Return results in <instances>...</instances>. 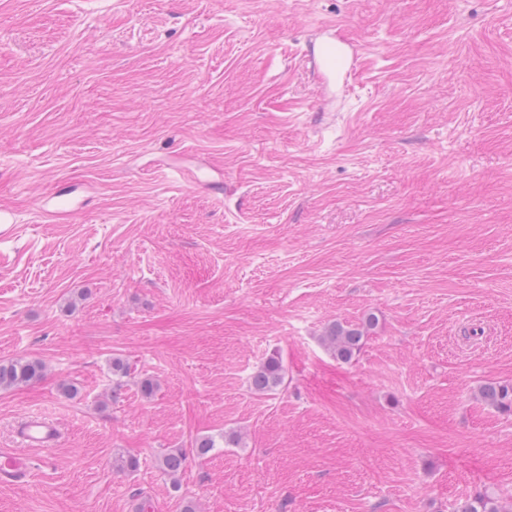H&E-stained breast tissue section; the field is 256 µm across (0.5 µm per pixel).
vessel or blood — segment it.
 Instances as JSON below:
<instances>
[{
	"instance_id": "vessel-or-blood-1",
	"label": "vessel or blood",
	"mask_w": 512,
	"mask_h": 512,
	"mask_svg": "<svg viewBox=\"0 0 512 512\" xmlns=\"http://www.w3.org/2000/svg\"><path fill=\"white\" fill-rule=\"evenodd\" d=\"M319 57L325 68L335 74L351 71L355 51L336 37H328L319 49ZM61 436L57 423L41 417H27L17 429L19 446L15 449H0V484L14 485L30 481L33 465L28 449L52 450Z\"/></svg>"
}]
</instances>
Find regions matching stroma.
<instances>
[{
	"label": "stroma",
	"mask_w": 512,
	"mask_h": 512,
	"mask_svg": "<svg viewBox=\"0 0 512 512\" xmlns=\"http://www.w3.org/2000/svg\"><path fill=\"white\" fill-rule=\"evenodd\" d=\"M1 206L0 512H512V0H0ZM319 57L330 73L347 75L354 64L355 51L330 33L320 46ZM375 325L374 317H367L362 325L334 323L321 336L325 349L337 360L350 361L364 344L368 331ZM285 377V368L280 359L271 355L253 373L251 388L257 393H266L279 387ZM43 376L44 366L39 361L25 358L0 360V390L31 385ZM481 400L502 412H512V384L489 382L479 389ZM21 447L38 448L50 451L60 439L61 431L57 423L41 417H27L17 429ZM30 457L18 449H0V484L29 482L33 476Z\"/></svg>",
	"instance_id": "stroma-1"
}]
</instances>
